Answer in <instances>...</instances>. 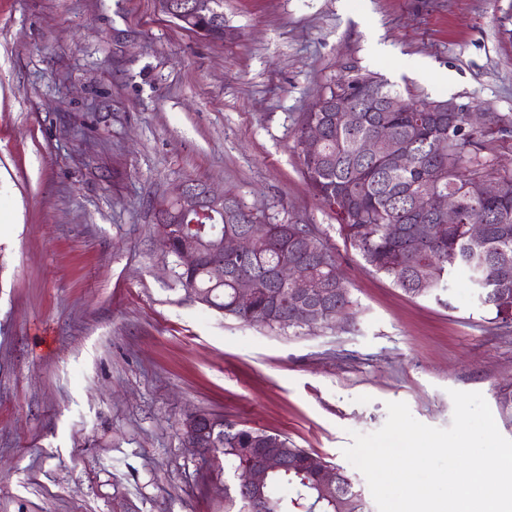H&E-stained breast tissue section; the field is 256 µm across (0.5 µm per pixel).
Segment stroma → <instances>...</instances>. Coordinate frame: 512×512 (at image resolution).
Listing matches in <instances>:
<instances>
[{
	"instance_id": "35a3bbf8",
	"label": "stroma",
	"mask_w": 512,
	"mask_h": 512,
	"mask_svg": "<svg viewBox=\"0 0 512 512\" xmlns=\"http://www.w3.org/2000/svg\"><path fill=\"white\" fill-rule=\"evenodd\" d=\"M224 39L158 0H0V512H224L231 468L183 445L195 411L341 467L387 403L449 427L450 390L512 439V326L466 278L413 297L346 246L292 150L346 67L417 100L512 115V0H224ZM427 65L415 73L416 62ZM262 224H309L353 318L228 319L170 286L157 211L186 182Z\"/></svg>"
}]
</instances>
